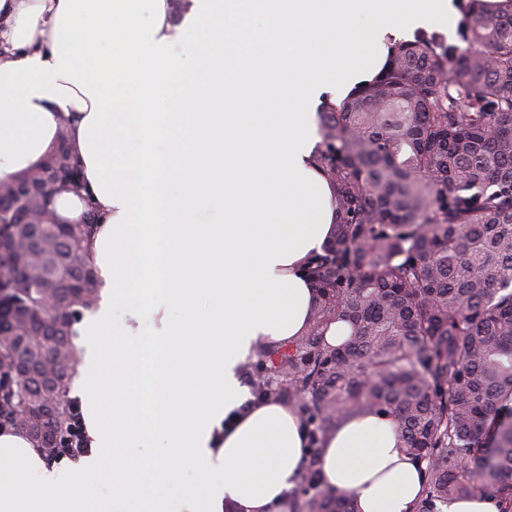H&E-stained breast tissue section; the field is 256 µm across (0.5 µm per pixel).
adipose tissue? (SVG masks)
Returning a JSON list of instances; mask_svg holds the SVG:
<instances>
[{
    "label": "adipose tissue",
    "mask_w": 512,
    "mask_h": 512,
    "mask_svg": "<svg viewBox=\"0 0 512 512\" xmlns=\"http://www.w3.org/2000/svg\"><path fill=\"white\" fill-rule=\"evenodd\" d=\"M457 14L456 0H187L177 17L171 0H0V181L68 124L84 187L54 209L72 221L94 204L106 283L70 392L89 452L48 462L1 430L0 512H288L308 438L240 366L312 317L306 269L336 224L318 110ZM319 466L360 512H413L422 494L384 417L328 434ZM187 467L195 481L169 495Z\"/></svg>",
    "instance_id": "ef3b65f1"
}]
</instances>
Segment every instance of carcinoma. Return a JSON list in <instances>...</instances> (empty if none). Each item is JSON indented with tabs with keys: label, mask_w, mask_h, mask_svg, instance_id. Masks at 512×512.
Wrapping results in <instances>:
<instances>
[{
	"label": "carcinoma",
	"mask_w": 512,
	"mask_h": 512,
	"mask_svg": "<svg viewBox=\"0 0 512 512\" xmlns=\"http://www.w3.org/2000/svg\"><path fill=\"white\" fill-rule=\"evenodd\" d=\"M458 42L398 43L378 77L318 113L336 233L307 273L308 328L257 351L256 392L302 417L312 448L291 512H359L325 489L318 445L370 414L426 463L414 512L482 494L512 512V0H467ZM38 167L0 181V423L45 458L68 447L74 325L99 301L98 214L58 224L82 189L66 127ZM344 322L342 342L324 331Z\"/></svg>",
	"instance_id": "1"
}]
</instances>
